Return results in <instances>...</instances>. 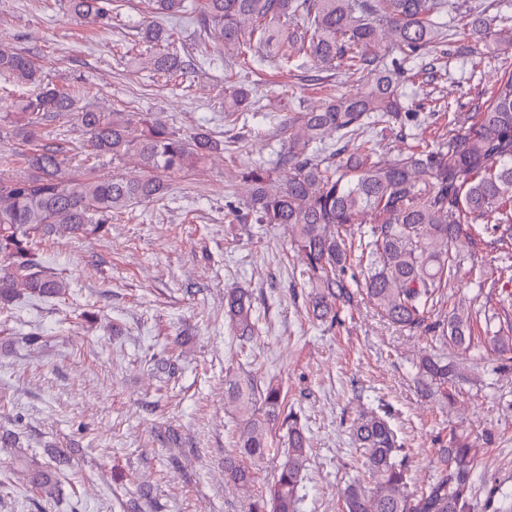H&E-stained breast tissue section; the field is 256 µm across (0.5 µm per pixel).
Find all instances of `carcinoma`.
Here are the masks:
<instances>
[{
    "label": "carcinoma",
    "instance_id": "cac0c4a2",
    "mask_svg": "<svg viewBox=\"0 0 512 512\" xmlns=\"http://www.w3.org/2000/svg\"><path fill=\"white\" fill-rule=\"evenodd\" d=\"M448 5L449 0H155L156 14L162 17L201 13L207 38L223 45L245 69L262 65L257 55L262 45L283 71L317 72L345 63L346 74L361 88L288 117L284 148L274 167L260 163L243 172L250 205L237 217L288 225L294 249L304 259L302 277L312 288L309 311L321 321L338 323L355 287L393 324L426 332L438 328L437 341L462 347L470 344L471 335V316L465 310L453 313L444 325L430 319L466 262L458 242L470 224L492 217L490 231L512 248V65H503L489 95H478L469 124H457L454 113H448L444 142L386 160L360 140L371 123L405 126L397 83L407 69L386 68L376 48L388 42L403 54V63L414 62L445 38ZM121 7L122 0H67L72 20L98 26L111 24ZM496 22L495 16L468 13L461 17L459 34L476 42L494 37L504 49L512 48V27L498 29ZM142 35L149 43H167V49L150 58L151 70L174 78L190 67L169 44L172 30L149 25ZM0 74L22 87H38L35 95L12 102L16 132L35 148L24 157V170L0 177L4 309L21 299L66 293V281L42 269L37 243L61 231L104 236L113 216L167 193L157 173L191 167L217 151L218 143L203 129L186 138L158 120L135 125L125 112L92 108L82 103L86 88L43 83L35 62L12 47L0 45ZM250 107L247 86L224 90V111L241 113ZM60 112L74 115L95 153L114 159L133 156L153 176L75 178L65 148L41 131L42 121ZM275 168L287 170L288 178H274ZM354 225L355 238L347 232ZM352 267L359 273L348 280ZM496 319L485 316L491 346L511 353L512 336L496 328ZM224 320L241 340L255 334L248 290L228 292ZM415 369L422 390L448 398L454 365L425 350ZM226 400L238 414L235 443L241 455L262 458L278 445L275 429L285 431V461L250 512H299L310 448L281 387L270 382L257 392L250 381H234ZM351 431L371 486L353 478L343 494L342 512H470L473 464L466 439L451 434L448 446L439 449L432 481L412 492L406 451L390 422L371 411L354 420ZM18 472L43 496L58 492L55 475L36 458L20 457ZM224 475L243 487L255 480V472L235 457L224 461Z\"/></svg>",
    "mask_w": 512,
    "mask_h": 512
}]
</instances>
